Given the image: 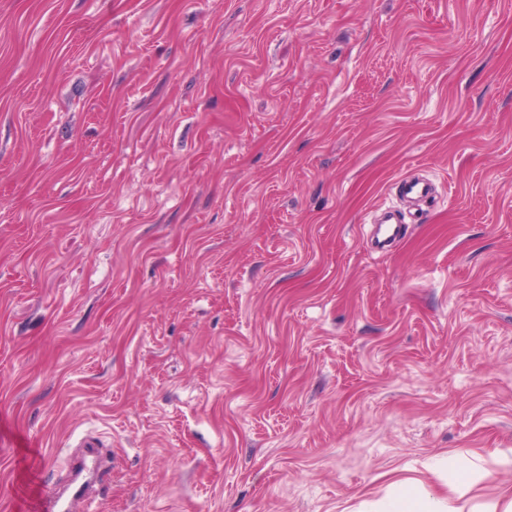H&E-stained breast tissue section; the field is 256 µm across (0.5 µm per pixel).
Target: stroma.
Wrapping results in <instances>:
<instances>
[{"label": "stroma", "mask_w": 512, "mask_h": 512, "mask_svg": "<svg viewBox=\"0 0 512 512\" xmlns=\"http://www.w3.org/2000/svg\"><path fill=\"white\" fill-rule=\"evenodd\" d=\"M88 432L97 512L512 487V0H0V512ZM400 186L404 195L420 201H426L435 195V186L428 181L405 178L400 180Z\"/></svg>", "instance_id": "obj_1"}]
</instances>
